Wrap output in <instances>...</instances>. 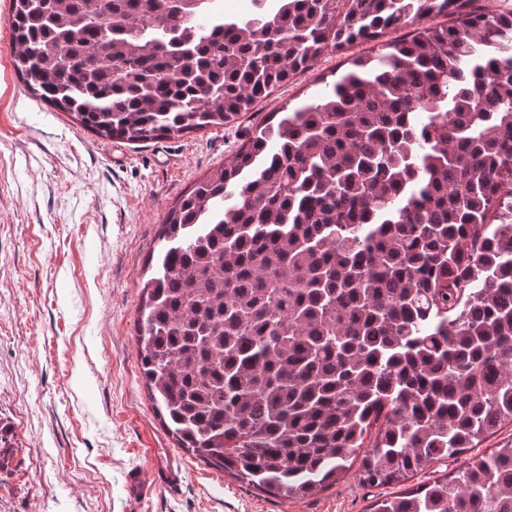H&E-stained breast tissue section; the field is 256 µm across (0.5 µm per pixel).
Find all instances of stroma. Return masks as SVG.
I'll list each match as a JSON object with an SVG mask.
<instances>
[{"mask_svg":"<svg viewBox=\"0 0 512 512\" xmlns=\"http://www.w3.org/2000/svg\"><path fill=\"white\" fill-rule=\"evenodd\" d=\"M11 23L0 0V512H367L380 490L355 471L285 498L178 448L149 399L135 311L166 211L370 45L323 55L228 125L134 146L34 98ZM135 470L147 493L133 498Z\"/></svg>","mask_w":512,"mask_h":512,"instance_id":"35a3bbf8","label":"stroma"}]
</instances>
